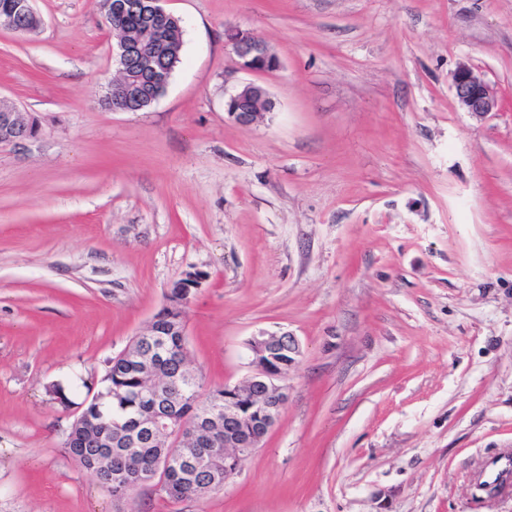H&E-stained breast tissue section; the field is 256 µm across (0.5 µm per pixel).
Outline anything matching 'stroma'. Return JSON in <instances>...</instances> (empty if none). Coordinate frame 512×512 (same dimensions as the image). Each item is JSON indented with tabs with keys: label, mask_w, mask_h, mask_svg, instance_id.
<instances>
[{
	"label": "stroma",
	"mask_w": 512,
	"mask_h": 512,
	"mask_svg": "<svg viewBox=\"0 0 512 512\" xmlns=\"http://www.w3.org/2000/svg\"><path fill=\"white\" fill-rule=\"evenodd\" d=\"M163 6L180 62L138 112L102 103L101 0L0 26V96L41 125L0 144V512H118L49 389L96 388L189 270L206 388L286 331L288 404L222 490L127 512H512V484L478 488L512 457V0ZM230 27L280 69H243ZM462 62L497 112L457 107ZM248 82L276 107L244 127L224 102Z\"/></svg>",
	"instance_id": "35a3bbf8"
}]
</instances>
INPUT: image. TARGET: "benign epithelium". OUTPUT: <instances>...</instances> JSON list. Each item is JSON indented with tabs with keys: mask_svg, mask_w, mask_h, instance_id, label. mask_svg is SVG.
<instances>
[{
	"mask_svg": "<svg viewBox=\"0 0 512 512\" xmlns=\"http://www.w3.org/2000/svg\"><path fill=\"white\" fill-rule=\"evenodd\" d=\"M161 0H117L105 12V19H114L112 31L122 30L117 20L129 12H140L154 22H168L174 16L160 6ZM37 17L33 0H0V26L17 32H31V21ZM227 38L241 65L251 71L272 73L281 67L279 57L266 42L249 31L230 30ZM168 55L167 42L151 26L139 28L135 38L118 40L115 59L122 78L112 83V111L127 112L132 99L145 107L155 101L154 93L141 92L142 72L153 74V83L165 86L171 78V68H162L159 61ZM458 107L476 116L498 111L495 89L486 81L481 71L470 64L461 63L451 77ZM275 102L267 89L256 83L241 86L225 102L226 112L240 125L250 126L260 121L264 114L273 111ZM41 131L38 120L0 98V143H18L36 137ZM201 275L188 271L173 283L178 289L180 302L188 307L196 290L201 286ZM300 353L295 336L286 331L262 333L256 338V350L250 361L251 382L259 398V421L235 447L236 451L252 452L259 441L277 424L281 410L288 402V387L278 384L282 373L276 368L286 364V358Z\"/></svg>",
	"mask_w": 512,
	"mask_h": 512,
	"instance_id": "benign-epithelium-1",
	"label": "benign epithelium"
}]
</instances>
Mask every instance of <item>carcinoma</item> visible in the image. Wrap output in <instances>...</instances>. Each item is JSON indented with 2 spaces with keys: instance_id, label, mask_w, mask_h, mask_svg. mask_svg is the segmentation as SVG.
Masks as SVG:
<instances>
[{
  "instance_id": "1",
  "label": "carcinoma",
  "mask_w": 512,
  "mask_h": 512,
  "mask_svg": "<svg viewBox=\"0 0 512 512\" xmlns=\"http://www.w3.org/2000/svg\"><path fill=\"white\" fill-rule=\"evenodd\" d=\"M149 329L156 335L134 336L129 342L141 359L128 360L122 352L114 356L112 367L104 369L101 387L72 423L64 450L94 474L106 465L119 475L122 488L106 487L115 499L152 486L156 470L164 464L170 499L222 488L238 465L237 460L224 456V423L199 433L195 426L207 411L224 413L226 391L204 389L200 376L190 386L181 380L190 364L186 311L175 299L160 308ZM238 388L233 398L243 407V421L233 427L235 434L253 420L246 383ZM149 411L184 425L185 434L191 436L187 447H174L167 435L144 429L141 420Z\"/></svg>"
}]
</instances>
